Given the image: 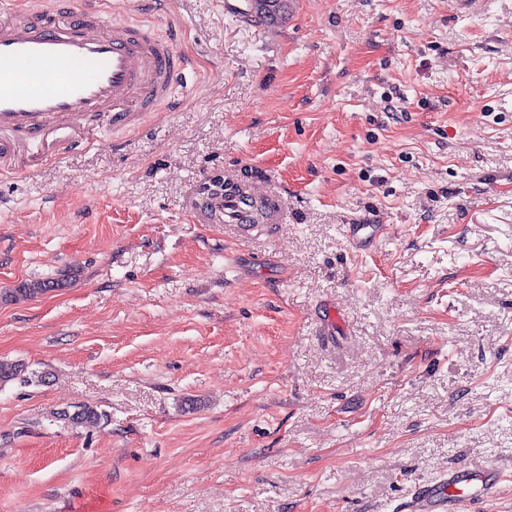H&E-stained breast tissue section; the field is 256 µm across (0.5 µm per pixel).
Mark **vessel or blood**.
<instances>
[{"label":"vessel or blood","instance_id":"vessel-or-blood-1","mask_svg":"<svg viewBox=\"0 0 512 512\" xmlns=\"http://www.w3.org/2000/svg\"><path fill=\"white\" fill-rule=\"evenodd\" d=\"M187 61L172 40L119 19L102 21L101 0H79L58 20L51 0H33L0 21V165L21 145L56 126H80L93 114L121 127L139 112L174 108L173 86L185 79ZM253 189L216 203L225 223L246 228L256 220ZM380 224H349L353 247L373 242ZM498 469H460L434 484L415 487L407 512H467L494 496Z\"/></svg>","mask_w":512,"mask_h":512}]
</instances>
